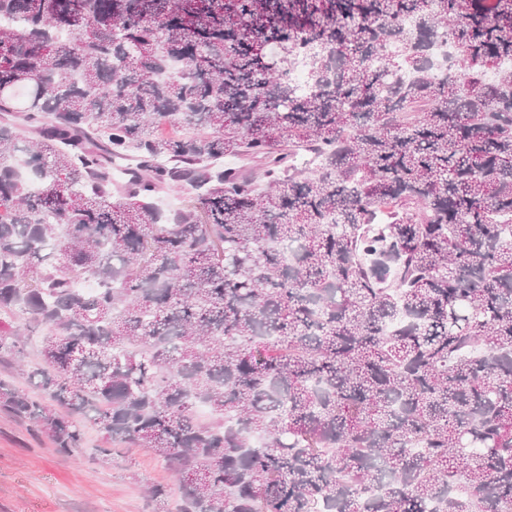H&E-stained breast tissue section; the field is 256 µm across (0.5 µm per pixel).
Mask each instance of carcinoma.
Returning <instances> with one entry per match:
<instances>
[{"label": "carcinoma", "instance_id": "1", "mask_svg": "<svg viewBox=\"0 0 512 512\" xmlns=\"http://www.w3.org/2000/svg\"><path fill=\"white\" fill-rule=\"evenodd\" d=\"M2 18L0 363L40 364L1 407L152 449L178 512H512V0ZM191 194L187 187L165 189L157 196L160 207L168 213H174L183 209Z\"/></svg>", "mask_w": 512, "mask_h": 512}]
</instances>
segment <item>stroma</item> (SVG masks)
<instances>
[{
	"label": "stroma",
	"instance_id": "obj_1",
	"mask_svg": "<svg viewBox=\"0 0 512 512\" xmlns=\"http://www.w3.org/2000/svg\"><path fill=\"white\" fill-rule=\"evenodd\" d=\"M102 445L91 430L76 457L63 458L47 433L0 409V512H159L144 486L177 493L175 472L151 449L118 448L102 463Z\"/></svg>",
	"mask_w": 512,
	"mask_h": 512
}]
</instances>
